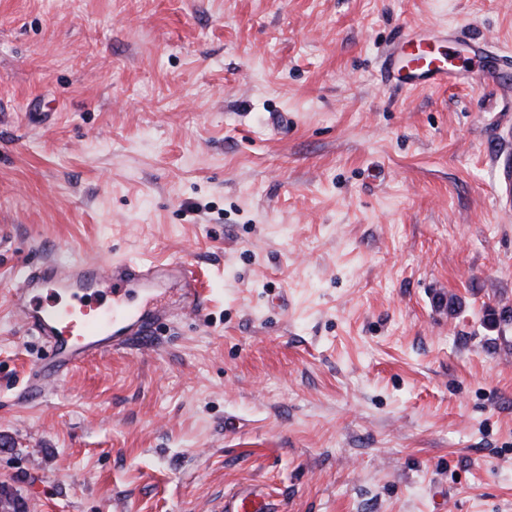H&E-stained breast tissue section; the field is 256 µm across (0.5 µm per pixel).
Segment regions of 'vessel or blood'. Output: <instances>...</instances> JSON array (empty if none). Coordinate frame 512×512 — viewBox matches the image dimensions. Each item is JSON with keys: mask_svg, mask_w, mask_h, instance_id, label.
I'll use <instances>...</instances> for the list:
<instances>
[{"mask_svg": "<svg viewBox=\"0 0 512 512\" xmlns=\"http://www.w3.org/2000/svg\"><path fill=\"white\" fill-rule=\"evenodd\" d=\"M471 69L489 82L512 80V52L485 40L469 44ZM383 76L400 88L415 90L454 82L459 73L445 53L400 34L383 61ZM177 277L183 286V306L202 313V294L192 268L184 263L122 260L104 269L94 261L51 260L21 277L10 295L11 309L28 330L50 345L37 379L29 387L44 392L61 375L89 357L125 349L137 336L151 335L162 314L160 307H140L131 300L137 288H151L164 277ZM58 285L65 301L36 303L45 283ZM223 512H271L268 502L251 492L225 495Z\"/></svg>", "mask_w": 512, "mask_h": 512, "instance_id": "1", "label": "vessel or blood"}]
</instances>
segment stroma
Listing matches in <instances>:
<instances>
[{"label": "stroma", "instance_id": "stroma-1", "mask_svg": "<svg viewBox=\"0 0 512 512\" xmlns=\"http://www.w3.org/2000/svg\"><path fill=\"white\" fill-rule=\"evenodd\" d=\"M512 48V0H0V484L26 512H512V95L381 84ZM190 262L147 348L48 394L26 266ZM422 40L414 42L408 34L401 33L391 43L383 61V76L389 83L402 89L415 90L424 87H439L453 83L459 76L445 53L423 46ZM413 54L414 64H404L408 52ZM224 512H271L274 508L260 494L233 493L224 496ZM221 511V512H223Z\"/></svg>", "mask_w": 512, "mask_h": 512}]
</instances>
